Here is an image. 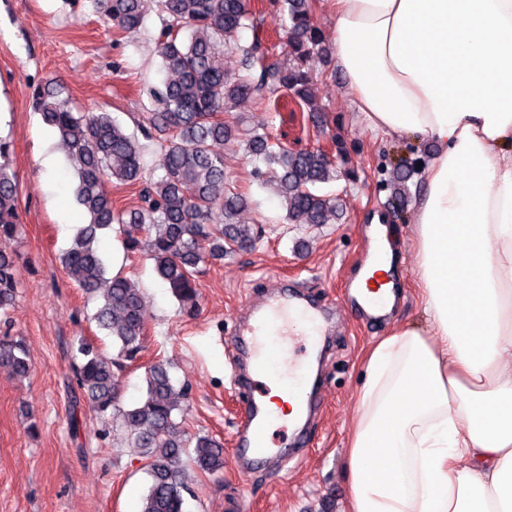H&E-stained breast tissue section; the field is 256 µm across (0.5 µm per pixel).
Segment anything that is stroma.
I'll return each instance as SVG.
<instances>
[{
  "mask_svg": "<svg viewBox=\"0 0 512 512\" xmlns=\"http://www.w3.org/2000/svg\"><path fill=\"white\" fill-rule=\"evenodd\" d=\"M161 25L154 12L140 31L119 37L92 0H0V137L13 148L22 220L19 237L4 243L17 256L21 288L9 321H0V338L24 339L32 364L22 380L0 370V512H139L147 490L146 461L128 447L118 415L72 405L78 343L102 338L91 320L98 302L77 288L61 262L85 219L75 199V173L58 137L32 109L31 92L45 78L58 77L79 110L111 112L135 130L151 107L149 88L162 79ZM312 92L320 109L316 123L286 108L268 112L251 104L236 116L243 128L265 127L291 149L326 150L341 169L355 171V178L323 187L342 200L334 223H285L279 198L252 180L254 160L228 145L224 169L249 195L241 218L260 222L262 233L251 247L201 265L195 315L181 312L147 254L127 255L112 231L100 243L110 269L138 282L149 315L141 361L122 379L121 407L142 398L144 364L168 360L174 383L188 387L184 430L222 439L228 452L241 416L230 382L231 340L247 302L263 299L278 281L305 288L334 312L322 367L325 400L308 448L244 478L229 460L214 475L188 467L192 493L185 512H344L349 488L343 464L362 358L395 325L424 322L412 260L413 211L392 218L385 187L397 152L416 143L383 139L358 122L334 62L318 66ZM49 154L56 160L47 167L42 158ZM376 215L387 217L407 260L398 272L395 309L374 328L350 301L348 288L367 259V228Z\"/></svg>",
  "mask_w": 512,
  "mask_h": 512,
  "instance_id": "35a3bbf8",
  "label": "stroma"
}]
</instances>
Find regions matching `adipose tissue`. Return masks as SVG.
Listing matches in <instances>:
<instances>
[{"label": "adipose tissue", "mask_w": 512, "mask_h": 512, "mask_svg": "<svg viewBox=\"0 0 512 512\" xmlns=\"http://www.w3.org/2000/svg\"><path fill=\"white\" fill-rule=\"evenodd\" d=\"M373 133L435 144L414 204L425 326L362 360L347 512H512V0H325ZM354 287L395 301L380 217Z\"/></svg>", "instance_id": "adipose-tissue-1"}]
</instances>
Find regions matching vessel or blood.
Returning a JSON list of instances; mask_svg holds the SVG:
<instances>
[{
    "label": "vessel or blood",
    "instance_id": "vessel-or-blood-1",
    "mask_svg": "<svg viewBox=\"0 0 512 512\" xmlns=\"http://www.w3.org/2000/svg\"><path fill=\"white\" fill-rule=\"evenodd\" d=\"M327 320L321 305L304 295L279 288L252 307L250 320L237 343L248 356L244 369L236 371L235 384L242 395L244 415L235 439L234 465L239 475L271 460L289 461L293 450L305 446L299 420H288L291 431L287 447H273L268 433L277 418L257 399L248 383L267 379L292 395L302 397L306 407H319L309 388L313 354L326 335Z\"/></svg>",
    "mask_w": 512,
    "mask_h": 512
}]
</instances>
